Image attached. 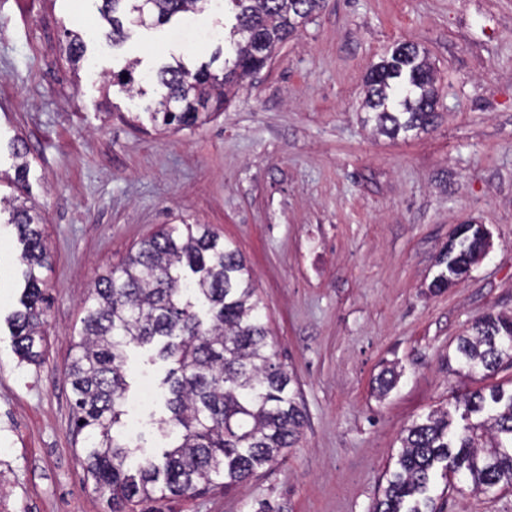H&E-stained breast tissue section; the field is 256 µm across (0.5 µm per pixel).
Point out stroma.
<instances>
[{
	"label": "stroma",
	"mask_w": 512,
	"mask_h": 512,
	"mask_svg": "<svg viewBox=\"0 0 512 512\" xmlns=\"http://www.w3.org/2000/svg\"><path fill=\"white\" fill-rule=\"evenodd\" d=\"M98 0H0V192L10 193L14 138L28 147L21 191L44 218L47 353L22 362L9 319L25 279L13 225L0 224V483L9 512H110L70 431L65 374L96 281L165 224H206L244 257L306 415L295 448L230 491L126 512H373L403 429L479 387L452 357L488 312L512 313V0H323L224 112L177 132L135 126L157 98L155 73L228 53L222 0L156 27L101 37ZM85 53L71 65L66 30ZM427 52L439 114L419 135L373 136L365 75L395 45ZM133 67L145 96L111 86ZM472 220L492 246L470 273L434 291L436 259ZM130 446L167 441L163 379L151 348L128 352ZM400 377L382 398L383 367ZM443 512H512V489L473 492L437 479Z\"/></svg>",
	"instance_id": "obj_1"
}]
</instances>
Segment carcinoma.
<instances>
[{
  "instance_id": "carcinoma-1",
  "label": "carcinoma",
  "mask_w": 512,
  "mask_h": 512,
  "mask_svg": "<svg viewBox=\"0 0 512 512\" xmlns=\"http://www.w3.org/2000/svg\"><path fill=\"white\" fill-rule=\"evenodd\" d=\"M103 36L125 39V23L164 24L208 0H100ZM234 14L228 32L234 54L224 67L181 63L157 72L166 89L148 120L158 131L200 126L224 111L230 89L262 70L277 45L298 32L322 0H224ZM84 40L67 33L74 63ZM365 106L383 134L424 131L435 112V74L425 53L401 43L373 65ZM14 184L26 181L27 148L17 138ZM7 223L24 245L22 309L11 318L21 360L44 354L43 304L37 270L47 261L43 217L33 207L1 198ZM490 247L481 224H461L441 251L431 283L439 291L466 274ZM156 347L171 368L164 380L169 416L159 429L172 438L161 458L141 457L115 432L128 390V350ZM455 360L469 375L493 376L512 363V315L488 313L457 339ZM67 377L74 393L72 434L82 439L84 469L94 488L112 500V512L132 503L229 489L262 465L275 463L301 436L305 416L285 367L274 361L262 305L240 252L201 224L171 225L140 242L117 269L99 277L85 302L73 340ZM398 373L376 378L389 392ZM401 447L374 512H438L431 490L438 476L458 473L476 492L512 486V389L479 387L403 431Z\"/></svg>"
}]
</instances>
